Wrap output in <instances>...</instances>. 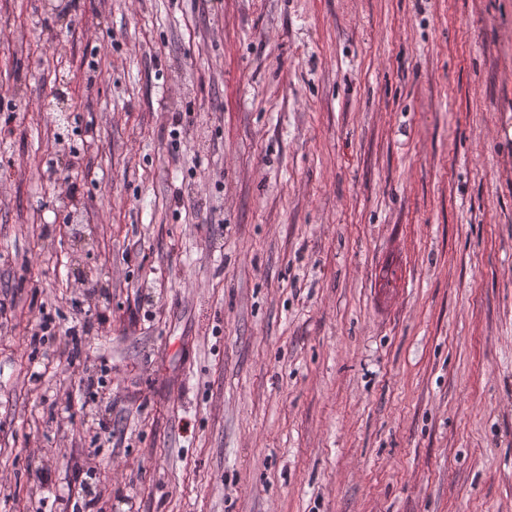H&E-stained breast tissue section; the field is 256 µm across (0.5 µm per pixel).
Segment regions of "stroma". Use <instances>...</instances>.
<instances>
[{
	"mask_svg": "<svg viewBox=\"0 0 512 512\" xmlns=\"http://www.w3.org/2000/svg\"><path fill=\"white\" fill-rule=\"evenodd\" d=\"M90 499L512 512V0H0V512Z\"/></svg>",
	"mask_w": 512,
	"mask_h": 512,
	"instance_id": "obj_1",
	"label": "stroma"
}]
</instances>
